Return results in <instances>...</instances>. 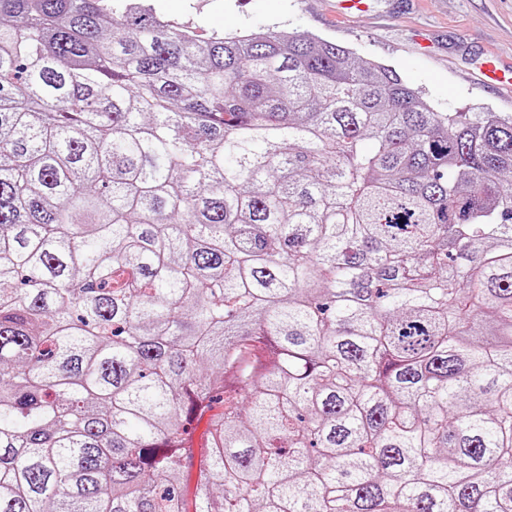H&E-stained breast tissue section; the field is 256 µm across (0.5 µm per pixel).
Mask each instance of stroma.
Here are the masks:
<instances>
[{
  "label": "stroma",
  "instance_id": "35a3bbf8",
  "mask_svg": "<svg viewBox=\"0 0 512 512\" xmlns=\"http://www.w3.org/2000/svg\"><path fill=\"white\" fill-rule=\"evenodd\" d=\"M203 31L274 29L318 36L397 70L442 112L512 113V91L482 84L486 62L512 68V0H371L360 16L338 0H150Z\"/></svg>",
  "mask_w": 512,
  "mask_h": 512
}]
</instances>
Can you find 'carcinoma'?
Masks as SVG:
<instances>
[{"instance_id":"1","label":"carcinoma","mask_w":512,"mask_h":512,"mask_svg":"<svg viewBox=\"0 0 512 512\" xmlns=\"http://www.w3.org/2000/svg\"><path fill=\"white\" fill-rule=\"evenodd\" d=\"M0 512H512V114L0 0ZM207 417L200 419L194 423L189 429V440L197 448L195 466L188 472H184L180 477V484L184 486L188 497H191L196 487V472L199 460V451L207 448Z\"/></svg>"}]
</instances>
